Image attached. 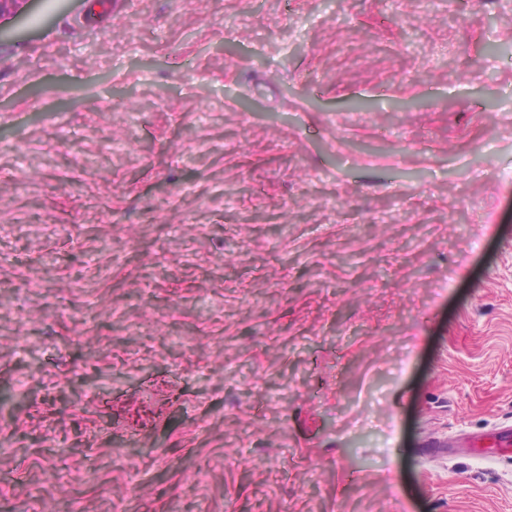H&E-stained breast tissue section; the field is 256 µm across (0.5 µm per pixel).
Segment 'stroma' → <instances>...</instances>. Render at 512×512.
<instances>
[{
    "mask_svg": "<svg viewBox=\"0 0 512 512\" xmlns=\"http://www.w3.org/2000/svg\"><path fill=\"white\" fill-rule=\"evenodd\" d=\"M88 2L0 18V512H512V5Z\"/></svg>",
    "mask_w": 512,
    "mask_h": 512,
    "instance_id": "1",
    "label": "stroma"
}]
</instances>
